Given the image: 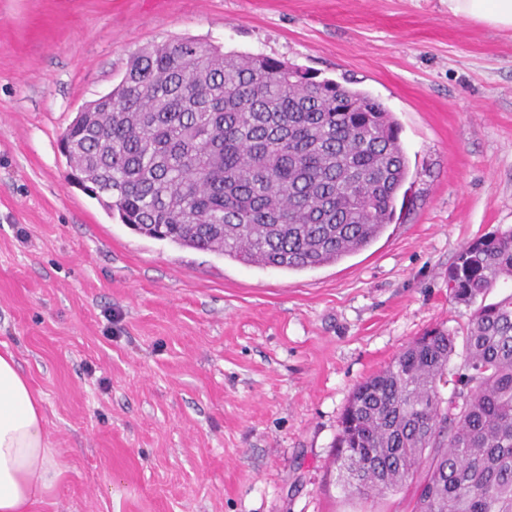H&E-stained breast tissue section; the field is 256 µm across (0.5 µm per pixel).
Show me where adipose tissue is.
Segmentation results:
<instances>
[{
	"label": "adipose tissue",
	"mask_w": 512,
	"mask_h": 512,
	"mask_svg": "<svg viewBox=\"0 0 512 512\" xmlns=\"http://www.w3.org/2000/svg\"><path fill=\"white\" fill-rule=\"evenodd\" d=\"M448 12L512 30V0H448ZM59 476L41 401L11 351H0V512H28Z\"/></svg>",
	"instance_id": "adipose-tissue-1"
}]
</instances>
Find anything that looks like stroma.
Masks as SVG:
<instances>
[{"instance_id": "1", "label": "stroma", "mask_w": 512, "mask_h": 512, "mask_svg": "<svg viewBox=\"0 0 512 512\" xmlns=\"http://www.w3.org/2000/svg\"><path fill=\"white\" fill-rule=\"evenodd\" d=\"M0 0V348L40 397L60 477L30 512H411L347 497L354 388L426 330L467 242L512 227V30L447 0ZM192 37L295 63L393 112L412 188L385 235L313 271L135 233L60 139L143 47Z\"/></svg>"}]
</instances>
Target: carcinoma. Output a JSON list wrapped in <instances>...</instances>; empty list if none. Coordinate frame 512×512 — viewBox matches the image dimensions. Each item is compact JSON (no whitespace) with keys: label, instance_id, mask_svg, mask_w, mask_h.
<instances>
[{"label":"carcinoma","instance_id":"cac0c4a2","mask_svg":"<svg viewBox=\"0 0 512 512\" xmlns=\"http://www.w3.org/2000/svg\"><path fill=\"white\" fill-rule=\"evenodd\" d=\"M64 136L86 191L135 232L285 271L371 246L409 175L399 123L369 93L190 37L144 48L111 116L79 112ZM509 278L512 228L464 245L448 267V297L474 307L462 351L431 329L353 391L337 457L349 492L413 482L412 512H512V294L487 301Z\"/></svg>","mask_w":512,"mask_h":512}]
</instances>
